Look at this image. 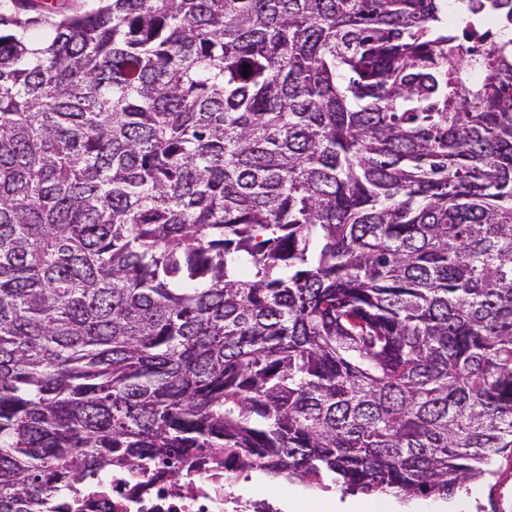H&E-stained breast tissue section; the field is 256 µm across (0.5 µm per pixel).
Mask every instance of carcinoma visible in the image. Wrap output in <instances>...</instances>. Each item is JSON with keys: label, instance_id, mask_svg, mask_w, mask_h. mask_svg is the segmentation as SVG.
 Instances as JSON below:
<instances>
[{"label": "carcinoma", "instance_id": "obj_1", "mask_svg": "<svg viewBox=\"0 0 512 512\" xmlns=\"http://www.w3.org/2000/svg\"><path fill=\"white\" fill-rule=\"evenodd\" d=\"M460 0L0 6V512L117 466L448 498L512 449V57ZM249 76H243L244 65Z\"/></svg>", "mask_w": 512, "mask_h": 512}]
</instances>
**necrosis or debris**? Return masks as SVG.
<instances>
[{
  "mask_svg": "<svg viewBox=\"0 0 512 512\" xmlns=\"http://www.w3.org/2000/svg\"><path fill=\"white\" fill-rule=\"evenodd\" d=\"M246 467L225 472L224 458L173 470L157 464L134 475L115 469L86 482L84 512H284L283 499L255 492Z\"/></svg>",
  "mask_w": 512,
  "mask_h": 512,
  "instance_id": "1",
  "label": "necrosis or debris"
}]
</instances>
